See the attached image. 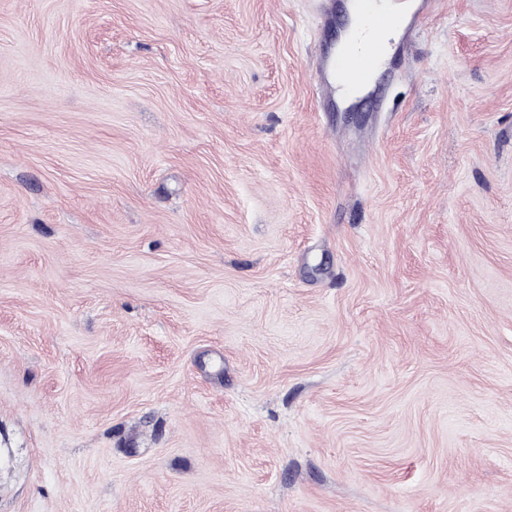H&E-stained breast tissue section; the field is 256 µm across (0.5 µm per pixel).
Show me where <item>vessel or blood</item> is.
Instances as JSON below:
<instances>
[{"label":"vessel or blood","mask_w":512,"mask_h":512,"mask_svg":"<svg viewBox=\"0 0 512 512\" xmlns=\"http://www.w3.org/2000/svg\"><path fill=\"white\" fill-rule=\"evenodd\" d=\"M320 2L324 38L316 54L315 76L323 90L322 109L326 112L354 102L358 91L384 69L385 56L377 43L380 32H398L405 40H412L439 5V0H420L416 11L407 13L398 8L397 0ZM340 8L357 21L358 27L338 41L332 28Z\"/></svg>","instance_id":"b4317fda"}]
</instances>
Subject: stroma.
<instances>
[{
	"instance_id": "1",
	"label": "stroma",
	"mask_w": 512,
	"mask_h": 512,
	"mask_svg": "<svg viewBox=\"0 0 512 512\" xmlns=\"http://www.w3.org/2000/svg\"><path fill=\"white\" fill-rule=\"evenodd\" d=\"M316 4L0 0V512H512V0ZM337 1L348 19L368 26L351 30L336 45L331 33ZM399 0H320L324 38L315 61V76L323 90L322 110L335 112L340 103H353L357 92L385 68V55L378 46L381 31L401 32L406 41L420 32L439 5V0H421L414 13L397 7Z\"/></svg>"
}]
</instances>
